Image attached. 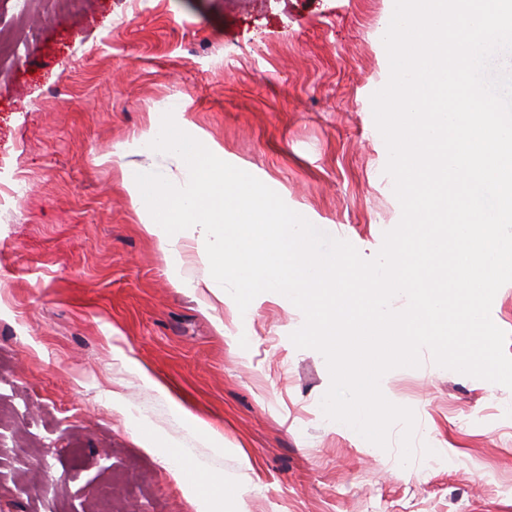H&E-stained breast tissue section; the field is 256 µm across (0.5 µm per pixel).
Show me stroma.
<instances>
[{
  "instance_id": "stroma-1",
  "label": "stroma",
  "mask_w": 512,
  "mask_h": 512,
  "mask_svg": "<svg viewBox=\"0 0 512 512\" xmlns=\"http://www.w3.org/2000/svg\"><path fill=\"white\" fill-rule=\"evenodd\" d=\"M393 0H0V149L29 195L0 206V512H197L133 421L245 486L226 512H512V389L435 365L384 377L416 452L336 428L297 313L202 305L140 220L114 145L175 100L225 156L364 258L401 218L371 96ZM235 50L225 59V49ZM223 330H216V322ZM249 336L236 350L232 335ZM133 358L161 395L124 363ZM119 392L123 409L112 405ZM223 433L205 447L169 396Z\"/></svg>"
}]
</instances>
